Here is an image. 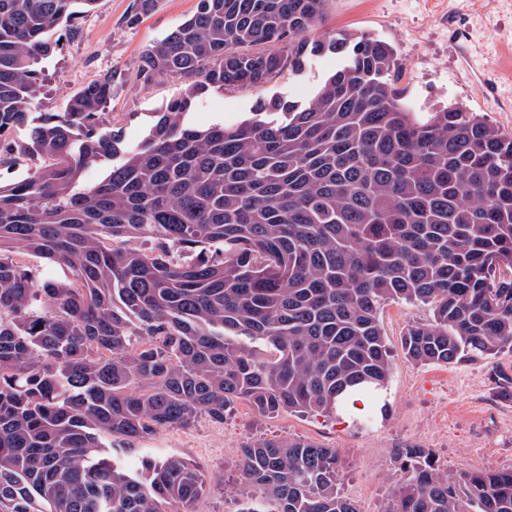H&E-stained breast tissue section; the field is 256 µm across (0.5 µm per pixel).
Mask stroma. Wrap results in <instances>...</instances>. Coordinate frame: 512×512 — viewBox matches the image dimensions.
I'll return each mask as SVG.
<instances>
[{"instance_id":"1","label":"stroma","mask_w":512,"mask_h":512,"mask_svg":"<svg viewBox=\"0 0 512 512\" xmlns=\"http://www.w3.org/2000/svg\"><path fill=\"white\" fill-rule=\"evenodd\" d=\"M133 0H97L63 35L42 65L46 80L35 98L38 111H65L68 100L90 81L116 75L122 84L109 110L127 143L139 141L155 114L179 90L159 79L143 86L131 76L143 51L190 18L197 0H156L137 24H128ZM323 31L366 32L396 49L398 86L424 110L444 105L479 112L512 135V71L501 55L512 46V0H328ZM340 57L312 58L299 73H282L258 88L209 92L187 117L204 128L249 116L261 97L306 101ZM432 317L429 309L404 302L381 305L379 320L393 356L388 411L370 424L349 419L281 413L258 416L235 403L217 423L200 417L190 427L168 428L146 440L153 455L194 461L207 479L193 512H240L237 490L240 450L251 441L276 436L304 439L338 449L343 460L342 493L358 512H385L393 497L396 448L431 449L441 470L462 467L498 470L512 466V397L495 374H512V351L459 365H422L408 360L401 339L411 326Z\"/></svg>"}]
</instances>
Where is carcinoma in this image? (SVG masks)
<instances>
[{
    "instance_id": "cac0c4a2",
    "label": "carcinoma",
    "mask_w": 512,
    "mask_h": 512,
    "mask_svg": "<svg viewBox=\"0 0 512 512\" xmlns=\"http://www.w3.org/2000/svg\"><path fill=\"white\" fill-rule=\"evenodd\" d=\"M96 2L0 0V166L34 160L0 183V512H192L197 467L135 444L238 401L272 418L379 400L387 300L432 311L401 339L416 363L512 350V136L449 106L420 120L394 46L314 35L327 0H198L135 70L181 85L139 142L107 119V76L17 144L42 60ZM326 53L343 65L305 102L186 122L208 91ZM241 461L243 491L274 508L240 512H358L335 448L261 439ZM394 466L384 512H512L511 467L450 478L412 444Z\"/></svg>"
}]
</instances>
